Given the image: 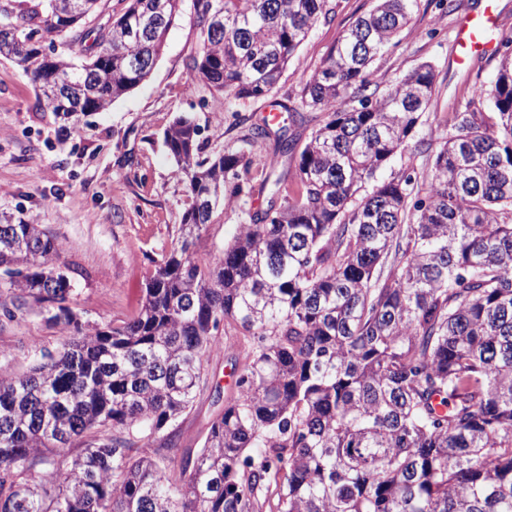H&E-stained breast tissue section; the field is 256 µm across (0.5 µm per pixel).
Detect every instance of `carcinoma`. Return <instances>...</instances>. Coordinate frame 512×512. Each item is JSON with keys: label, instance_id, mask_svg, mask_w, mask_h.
Wrapping results in <instances>:
<instances>
[{"label": "carcinoma", "instance_id": "cac0c4a2", "mask_svg": "<svg viewBox=\"0 0 512 512\" xmlns=\"http://www.w3.org/2000/svg\"><path fill=\"white\" fill-rule=\"evenodd\" d=\"M0 0L18 36L54 35L11 58L37 107L76 132L150 74L182 0ZM418 0H377L346 29L301 105L326 114L299 153L292 198L248 220L216 255L201 234L239 153L202 156L198 127L165 131L189 179L185 232L137 314L83 319L33 217L0 215V317L61 328L22 374L0 375V512H512V51L476 86L485 112L439 134L424 193L377 180L435 92L421 63L379 95L371 63ZM190 56L214 93L261 100L331 0H194ZM81 47L84 61L71 59ZM233 327L239 366L194 456L177 422L208 384Z\"/></svg>", "mask_w": 512, "mask_h": 512}]
</instances>
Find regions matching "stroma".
Masks as SVG:
<instances>
[{
  "instance_id": "35a3bbf8",
  "label": "stroma",
  "mask_w": 512,
  "mask_h": 512,
  "mask_svg": "<svg viewBox=\"0 0 512 512\" xmlns=\"http://www.w3.org/2000/svg\"><path fill=\"white\" fill-rule=\"evenodd\" d=\"M492 6L497 17L495 42L512 39V0H458L453 11L434 0H418L412 18L372 64L378 91L420 63L435 69L432 101L415 136L402 154L380 172L389 179L408 175L424 190L430 150L452 113L472 107L471 91L494 78L502 50L474 57L467 69L454 63L455 33L460 19ZM375 0H335L331 22L315 25L284 72L273 98L296 97L299 82L320 69L339 36L359 17L371 12ZM193 0H183L182 14L149 77L107 110L84 117L79 133L58 131L52 113L36 108V89L16 64L0 58V212L35 217L59 241L60 264L67 267L75 288L73 301L92 322L120 321L140 308L145 282L182 234L189 201L186 179L176 177V163L164 132L181 115L193 118L206 156L243 152L253 159L246 175L250 195L217 209L200 242L216 253L235 236L246 210L266 207L276 186L263 182L259 164L277 159L280 185L295 186L296 156L280 155L276 135L253 138L267 100L239 99L233 93L213 94L199 84L189 67L198 42ZM60 328L40 317L27 316L0 324V373L18 374L30 363L32 342L57 349ZM226 347L209 365V389L197 396L179 426L181 447L201 448L211 420L234 392L235 330H227Z\"/></svg>"
}]
</instances>
